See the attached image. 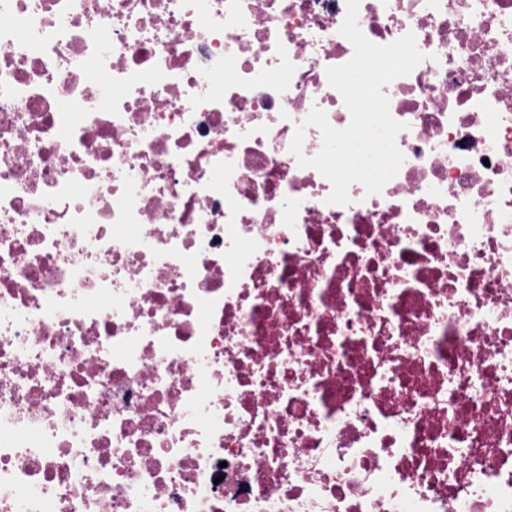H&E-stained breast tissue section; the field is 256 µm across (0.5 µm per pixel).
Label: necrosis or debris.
<instances>
[{
	"label": "necrosis or debris",
	"instance_id": "obj_1",
	"mask_svg": "<svg viewBox=\"0 0 512 512\" xmlns=\"http://www.w3.org/2000/svg\"><path fill=\"white\" fill-rule=\"evenodd\" d=\"M345 15L0 0V512H512V0H360L425 59L334 205Z\"/></svg>",
	"mask_w": 512,
	"mask_h": 512
}]
</instances>
